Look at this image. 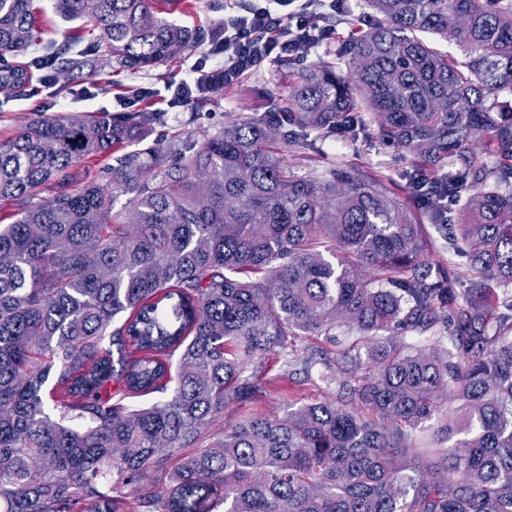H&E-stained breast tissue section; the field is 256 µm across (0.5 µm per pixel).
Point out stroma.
Masks as SVG:
<instances>
[{"label": "stroma", "mask_w": 512, "mask_h": 512, "mask_svg": "<svg viewBox=\"0 0 512 512\" xmlns=\"http://www.w3.org/2000/svg\"><path fill=\"white\" fill-rule=\"evenodd\" d=\"M163 8L179 24L203 26L218 37L224 33V9L217 0H165ZM203 52V47L198 46L173 61L137 73L107 69L93 77L78 74L69 81L54 82L49 89L44 87L42 78L36 77L31 92L24 96L0 92V141L12 138L20 127L41 117L67 118L91 112L99 116L121 114L116 99L130 87L147 86L167 95L169 86L185 79ZM293 70V64L285 60L268 64L236 89L211 94L204 105L193 103L159 115L152 135L174 138L200 129L214 133L241 117L271 111L274 105L287 99ZM288 131L284 125L276 135L282 145L279 157L301 175L339 162H353L402 187L412 170L406 154L383 146L373 129L354 140L340 134L313 135L304 149L289 143ZM265 367L271 381L266 393L243 406H226L225 424H236L247 415L281 416L289 405L308 403L329 394L328 389L308 384L299 374L280 381V368L275 361H267Z\"/></svg>", "instance_id": "obj_1"}]
</instances>
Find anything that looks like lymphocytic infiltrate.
I'll return each mask as SVG.
<instances>
[{"label": "lymphocytic infiltrate", "instance_id": "f902f5d3", "mask_svg": "<svg viewBox=\"0 0 512 512\" xmlns=\"http://www.w3.org/2000/svg\"><path fill=\"white\" fill-rule=\"evenodd\" d=\"M345 0H240L224 18V39L211 45L190 68L171 96L154 97L138 88L139 98H154L159 111L188 105L193 90L211 94L237 85L265 63L307 62L312 49L336 35L333 16H347Z\"/></svg>", "mask_w": 512, "mask_h": 512}]
</instances>
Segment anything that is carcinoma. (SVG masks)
<instances>
[{
    "mask_svg": "<svg viewBox=\"0 0 512 512\" xmlns=\"http://www.w3.org/2000/svg\"><path fill=\"white\" fill-rule=\"evenodd\" d=\"M156 3L57 0L96 38L14 64L35 8L0 0V90L213 39ZM364 8L347 74L299 72L289 122L354 137L375 116L434 178L432 226L469 287L382 179L296 175L270 113L125 153L78 191L66 169L154 116L29 123L0 142V197L58 191L0 225V512H512V0ZM446 196L464 201L453 224ZM270 357L335 397L224 427ZM114 381L163 397L131 409ZM436 245L435 260L437 264L440 267L448 269L449 260L451 268L458 277L457 288H459L460 291L464 288H468L470 278L468 259L463 255H449L448 248H446V245L439 239H437Z\"/></svg>",
    "mask_w": 512,
    "mask_h": 512,
    "instance_id": "1",
    "label": "carcinoma"
}]
</instances>
